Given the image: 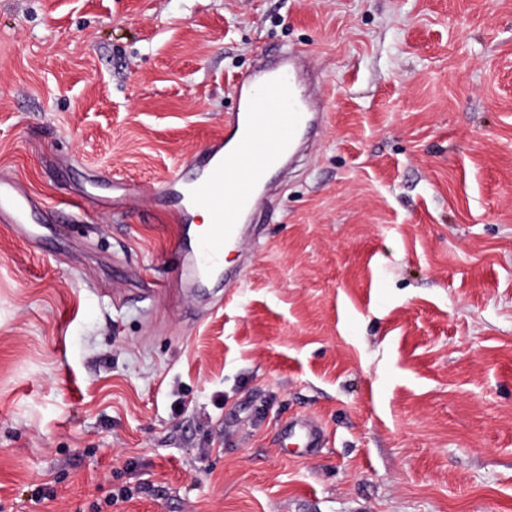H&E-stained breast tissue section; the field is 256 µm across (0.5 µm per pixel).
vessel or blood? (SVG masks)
I'll list each match as a JSON object with an SVG mask.
<instances>
[{
  "mask_svg": "<svg viewBox=\"0 0 512 512\" xmlns=\"http://www.w3.org/2000/svg\"><path fill=\"white\" fill-rule=\"evenodd\" d=\"M238 112L229 118L228 134L215 136L194 162L198 173L174 219L186 222L193 211L206 210L211 224L198 236L194 265L202 270L219 267L227 246L241 241L245 213L254 212L265 197L257 188L298 137L321 121L320 99L314 77L301 68L298 56L277 50L275 59H262L237 81ZM30 203L15 192L12 182L0 180V216L24 220ZM284 439H300L307 448L324 440L323 430L308 419L287 424Z\"/></svg>",
  "mask_w": 512,
  "mask_h": 512,
  "instance_id": "obj_1",
  "label": "vessel or blood"
}]
</instances>
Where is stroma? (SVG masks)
<instances>
[{
    "mask_svg": "<svg viewBox=\"0 0 512 512\" xmlns=\"http://www.w3.org/2000/svg\"><path fill=\"white\" fill-rule=\"evenodd\" d=\"M283 45L228 288L160 190ZM1 177L0 512H512V0H0ZM29 207L28 199L16 194L11 181L0 180V220L3 215H8L13 221L24 220ZM284 440L299 438L305 448H319L324 440L323 430L309 419L297 420L283 429Z\"/></svg>",
    "mask_w": 512,
    "mask_h": 512,
    "instance_id": "stroma-1",
    "label": "stroma"
}]
</instances>
